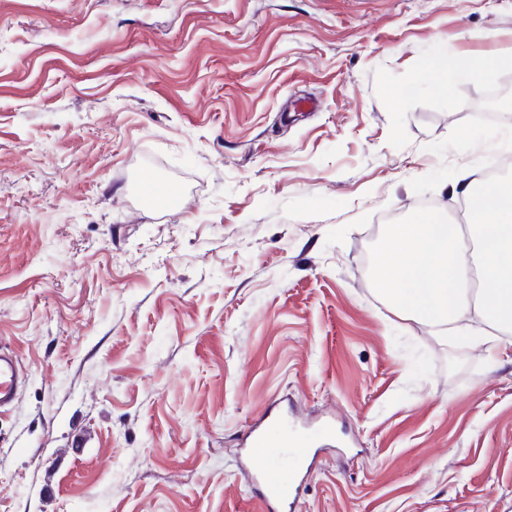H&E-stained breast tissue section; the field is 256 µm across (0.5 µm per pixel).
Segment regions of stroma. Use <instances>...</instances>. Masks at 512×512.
<instances>
[{
    "instance_id": "stroma-1",
    "label": "stroma",
    "mask_w": 512,
    "mask_h": 512,
    "mask_svg": "<svg viewBox=\"0 0 512 512\" xmlns=\"http://www.w3.org/2000/svg\"><path fill=\"white\" fill-rule=\"evenodd\" d=\"M443 45L512 56V0H0V512H266L271 419L314 433L295 512H512V360L374 282L512 177V65L441 95ZM22 377L23 371L17 358L10 352L0 350V411L13 405Z\"/></svg>"
}]
</instances>
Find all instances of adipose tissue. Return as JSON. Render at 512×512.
<instances>
[{"label":"adipose tissue","instance_id":"obj_1","mask_svg":"<svg viewBox=\"0 0 512 512\" xmlns=\"http://www.w3.org/2000/svg\"><path fill=\"white\" fill-rule=\"evenodd\" d=\"M501 63L480 56L452 68L438 56L429 70L445 95L457 81L489 79ZM375 281L401 319L467 338L491 355L512 346V180L488 184L473 197L469 225L429 214L393 225Z\"/></svg>","mask_w":512,"mask_h":512}]
</instances>
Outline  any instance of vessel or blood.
<instances>
[{
    "instance_id": "vessel-or-blood-1",
    "label": "vessel or blood",
    "mask_w": 512,
    "mask_h": 512,
    "mask_svg": "<svg viewBox=\"0 0 512 512\" xmlns=\"http://www.w3.org/2000/svg\"><path fill=\"white\" fill-rule=\"evenodd\" d=\"M22 368L17 358L0 350V410L13 405ZM250 457L258 473L266 501L287 506L298 479L297 460L308 453L302 435L290 431L286 424H274L269 430L255 429L247 437Z\"/></svg>"
}]
</instances>
